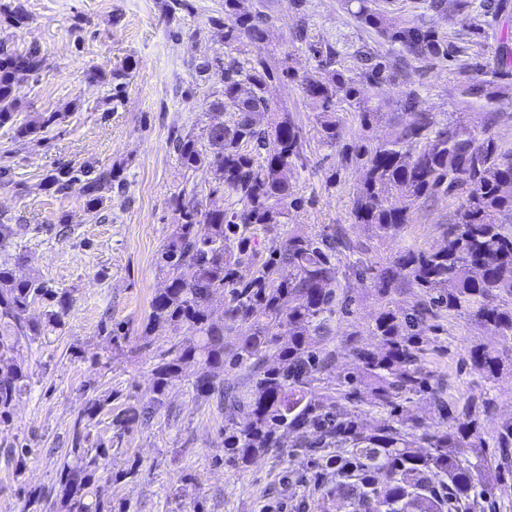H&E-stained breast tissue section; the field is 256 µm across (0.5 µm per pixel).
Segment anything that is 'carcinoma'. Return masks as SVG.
<instances>
[{"instance_id":"1","label":"carcinoma","mask_w":512,"mask_h":512,"mask_svg":"<svg viewBox=\"0 0 512 512\" xmlns=\"http://www.w3.org/2000/svg\"><path fill=\"white\" fill-rule=\"evenodd\" d=\"M240 2L224 0V15L210 19L221 32L224 57L195 66L216 85L203 107L219 121L207 126L204 145L190 135L172 143L185 168L210 167L213 191L232 192L241 208L210 209L193 192L174 199L181 222L172 225L161 253L163 287L153 296L146 332L180 325L197 341L157 355L153 392L162 396L171 377L196 365L193 388L197 397L208 399L220 389L217 371L229 357V365L249 372V382L241 390H224L232 406L224 424V463L244 466L279 448L283 433L294 431L300 442L292 454H319L320 469L336 473V492L349 501L352 512H473L497 494L512 497V419L495 429L496 454H484L483 418L494 414L495 399L488 393L448 399L444 383L425 363L426 332L440 310L512 341V148L503 149L494 134L504 110L512 108V99L501 95L498 84L512 77V40L498 41L491 67L477 62L484 56L480 43L471 52L475 62L465 64L476 74L462 87V103L478 110L481 128L464 116L440 125L415 108L410 94L382 139L344 145L336 101H347L365 130L376 109L355 81L336 68L338 51L332 44L309 40L302 28L296 32L318 60L320 76L303 80L301 89L315 111L319 138L327 145L342 144L345 160L363 168L352 202L354 223L383 240L410 223L419 204L440 193L458 200L440 241L409 249L373 269L380 296L405 288L416 291L420 300L408 308L387 304L379 310L371 326L377 344L346 339L353 371L340 382L346 387L342 397L357 402V383L365 378L371 383L372 405L389 414L369 430L357 412L336 411L314 390L336 355L327 341L337 306L349 304L338 293L336 252L347 246L342 231L290 235L274 258L257 259L256 231L288 223L290 210L301 206L290 175L305 166L304 134L291 114L273 107L266 95L270 82L292 77L272 68L263 55L269 16L260 9L244 11ZM429 8L452 13L460 31L477 33L511 14L512 0H484L478 11L473 0H430ZM357 18L363 28L399 48L397 55L366 46L353 51L361 78L370 86L390 81L411 59L454 61L458 56L459 47L433 26L394 22L366 0ZM45 65L36 45L21 52L0 48V125L12 121L19 109L14 88L39 77ZM226 113L229 120L224 121ZM56 119L55 114L37 116L18 134L38 135ZM269 138L274 148L259 161L253 149L264 147ZM80 175L87 207L94 210L112 185L111 169L93 175L60 167L47 187L62 195ZM226 288L232 299L224 322L216 323L208 302ZM37 300L48 303L50 325L69 308L67 293L46 287L37 277L18 279L1 263L0 423L10 421L13 401L27 388V374L11 354L20 343H32L46 332L48 324L25 318ZM284 325L286 336L276 332ZM469 358L488 380L498 379L505 366L503 354L481 342L470 347ZM414 396L438 413L437 426L404 406ZM103 456V448L82 447L81 432H76L57 472L56 499L51 502L50 494L33 490L23 512H107L94 488Z\"/></svg>"}]
</instances>
